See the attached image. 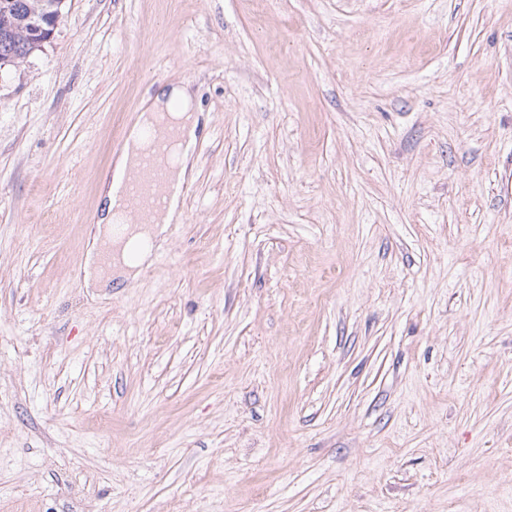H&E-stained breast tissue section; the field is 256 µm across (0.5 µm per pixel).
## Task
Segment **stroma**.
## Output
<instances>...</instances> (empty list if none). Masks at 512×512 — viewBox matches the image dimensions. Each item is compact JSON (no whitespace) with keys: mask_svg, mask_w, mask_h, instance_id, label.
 I'll return each mask as SVG.
<instances>
[{"mask_svg":"<svg viewBox=\"0 0 512 512\" xmlns=\"http://www.w3.org/2000/svg\"><path fill=\"white\" fill-rule=\"evenodd\" d=\"M179 81L181 221L87 283ZM0 512H512V0H67L0 79Z\"/></svg>","mask_w":512,"mask_h":512,"instance_id":"1","label":"stroma"}]
</instances>
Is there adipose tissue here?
Segmentation results:
<instances>
[{
    "label": "adipose tissue",
    "mask_w": 512,
    "mask_h": 512,
    "mask_svg": "<svg viewBox=\"0 0 512 512\" xmlns=\"http://www.w3.org/2000/svg\"><path fill=\"white\" fill-rule=\"evenodd\" d=\"M162 123L180 130V138L172 150L169 179L163 189L164 205L154 215L151 224H126L127 187L147 147L141 130ZM198 127L199 116L194 98L184 83L156 94L141 111L104 185L102 197L105 214L92 235L84 267L86 280L98 284L112 273L130 276L137 264L145 263L150 258L154 242L164 232L166 225L178 220L182 190L192 170Z\"/></svg>",
    "instance_id": "adipose-tissue-1"
}]
</instances>
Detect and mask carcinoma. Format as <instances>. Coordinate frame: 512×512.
<instances>
[{
  "instance_id": "obj_1",
  "label": "carcinoma",
  "mask_w": 512,
  "mask_h": 512,
  "mask_svg": "<svg viewBox=\"0 0 512 512\" xmlns=\"http://www.w3.org/2000/svg\"><path fill=\"white\" fill-rule=\"evenodd\" d=\"M59 0H0V68H7L42 47L55 30Z\"/></svg>"
}]
</instances>
